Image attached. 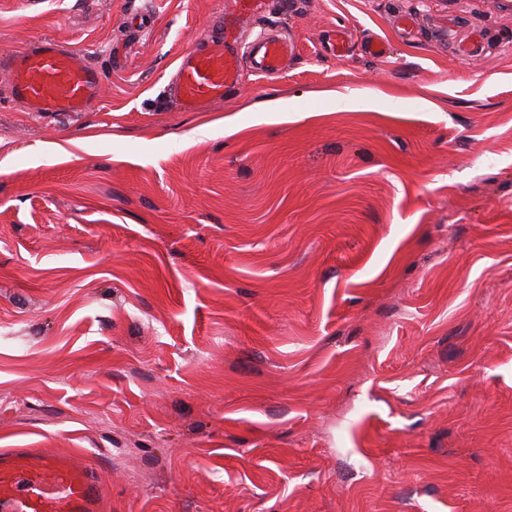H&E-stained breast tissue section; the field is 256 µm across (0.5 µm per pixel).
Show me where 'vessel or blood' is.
<instances>
[{"label": "vessel or blood", "mask_w": 512, "mask_h": 512, "mask_svg": "<svg viewBox=\"0 0 512 512\" xmlns=\"http://www.w3.org/2000/svg\"><path fill=\"white\" fill-rule=\"evenodd\" d=\"M264 0H235L232 20L223 37L203 49L181 54L175 64L172 91L178 107L198 111L223 100L237 83L240 55L236 26L260 12ZM285 45L276 38L256 42L251 55L256 72L264 77L281 72ZM0 68L8 72L15 98L28 111H87L97 98L101 77L82 50L68 49L50 39L0 54ZM102 480L85 457L49 453L38 448L0 452V512H104Z\"/></svg>", "instance_id": "1"}]
</instances>
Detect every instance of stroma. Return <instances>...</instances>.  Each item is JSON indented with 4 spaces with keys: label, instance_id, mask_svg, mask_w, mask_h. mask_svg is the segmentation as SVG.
Here are the masks:
<instances>
[{
    "label": "stroma",
    "instance_id": "stroma-1",
    "mask_svg": "<svg viewBox=\"0 0 512 512\" xmlns=\"http://www.w3.org/2000/svg\"><path fill=\"white\" fill-rule=\"evenodd\" d=\"M265 2L281 73L183 112L234 0H0L102 76L0 73V450L108 512H512V0ZM0 67L10 76L14 97L38 114L86 112L101 88L102 79L82 50L50 39L1 53Z\"/></svg>",
    "mask_w": 512,
    "mask_h": 512
}]
</instances>
